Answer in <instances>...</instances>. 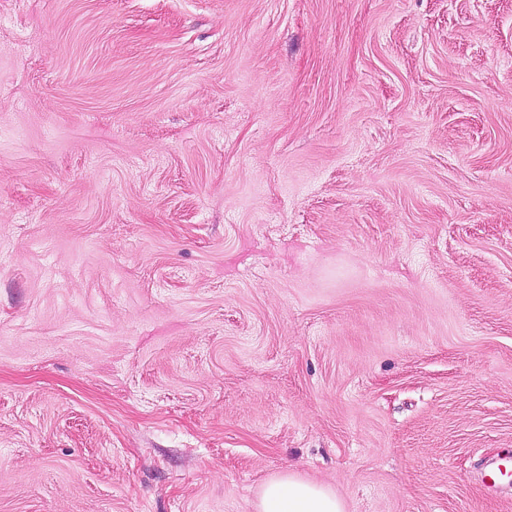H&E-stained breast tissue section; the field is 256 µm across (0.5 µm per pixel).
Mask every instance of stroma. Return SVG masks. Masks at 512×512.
I'll return each mask as SVG.
<instances>
[{
  "label": "stroma",
  "mask_w": 512,
  "mask_h": 512,
  "mask_svg": "<svg viewBox=\"0 0 512 512\" xmlns=\"http://www.w3.org/2000/svg\"><path fill=\"white\" fill-rule=\"evenodd\" d=\"M512 0H0V512H512ZM259 512H345L344 501L330 488L293 473L270 478L261 488Z\"/></svg>",
  "instance_id": "stroma-1"
}]
</instances>
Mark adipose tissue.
<instances>
[{"instance_id":"adipose-tissue-1","label":"adipose tissue","mask_w":512,"mask_h":512,"mask_svg":"<svg viewBox=\"0 0 512 512\" xmlns=\"http://www.w3.org/2000/svg\"><path fill=\"white\" fill-rule=\"evenodd\" d=\"M258 512H345L330 488L292 473L270 478L261 488Z\"/></svg>"}]
</instances>
